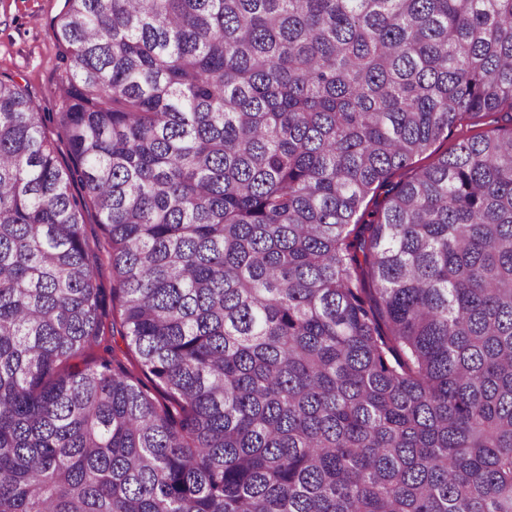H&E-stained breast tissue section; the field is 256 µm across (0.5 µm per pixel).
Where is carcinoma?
<instances>
[{
	"label": "carcinoma",
	"instance_id": "obj_1",
	"mask_svg": "<svg viewBox=\"0 0 512 512\" xmlns=\"http://www.w3.org/2000/svg\"><path fill=\"white\" fill-rule=\"evenodd\" d=\"M58 38L60 111L0 79V512H512V0H66ZM104 257L139 375L75 363ZM483 120H477V119H465L462 122L463 126H458V129L454 130L453 134L449 135L448 138L444 137L439 139L435 142V144L432 146V153L428 158H416L411 165H409L407 168L399 171L395 177L394 181L404 180L411 176L415 170L420 168L421 166L427 165L430 162L434 161L438 157L446 154L453 146L458 142V136H459V130L463 127L464 131L467 129L472 128L471 133H478V132H488L490 130H493V125H487L485 124Z\"/></svg>",
	"mask_w": 512,
	"mask_h": 512
}]
</instances>
